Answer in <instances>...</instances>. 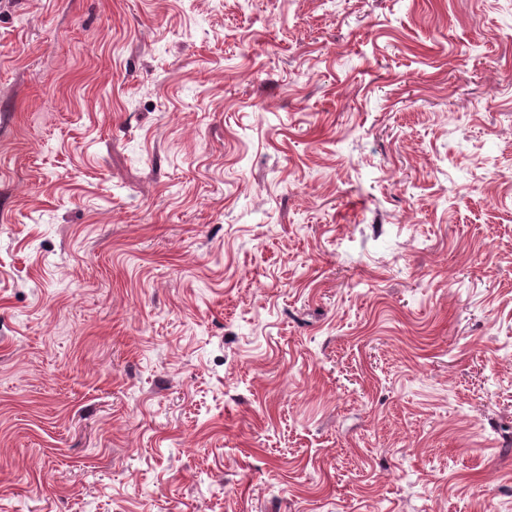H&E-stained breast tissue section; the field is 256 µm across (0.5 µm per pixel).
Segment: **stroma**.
I'll list each match as a JSON object with an SVG mask.
<instances>
[{
  "mask_svg": "<svg viewBox=\"0 0 512 512\" xmlns=\"http://www.w3.org/2000/svg\"><path fill=\"white\" fill-rule=\"evenodd\" d=\"M0 512H512V0H0Z\"/></svg>",
  "mask_w": 512,
  "mask_h": 512,
  "instance_id": "stroma-1",
  "label": "stroma"
}]
</instances>
